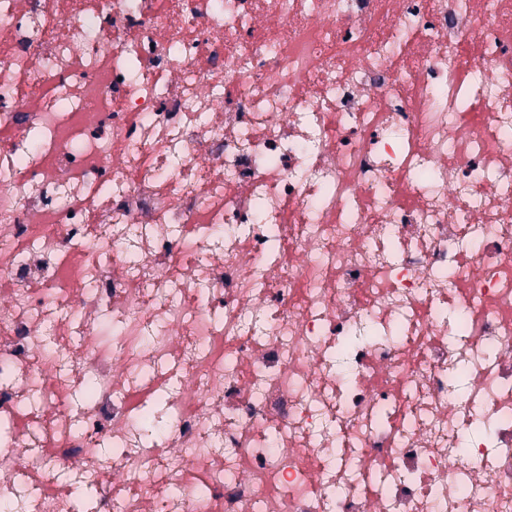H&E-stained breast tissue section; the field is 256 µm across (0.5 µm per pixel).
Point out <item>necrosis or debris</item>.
Instances as JSON below:
<instances>
[{
  "label": "necrosis or debris",
  "mask_w": 512,
  "mask_h": 512,
  "mask_svg": "<svg viewBox=\"0 0 512 512\" xmlns=\"http://www.w3.org/2000/svg\"><path fill=\"white\" fill-rule=\"evenodd\" d=\"M4 426L8 512H512V0H0Z\"/></svg>",
  "instance_id": "4bbe7bcc"
}]
</instances>
